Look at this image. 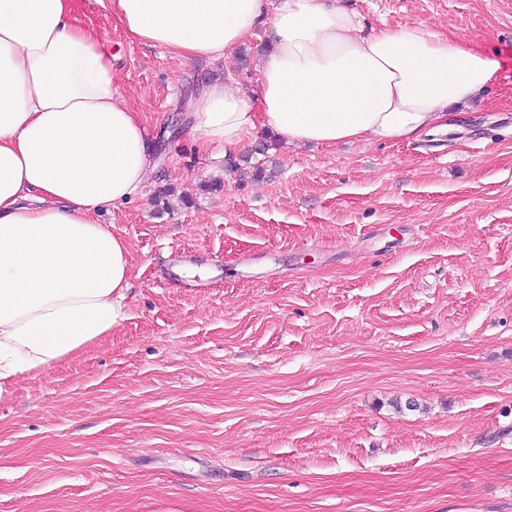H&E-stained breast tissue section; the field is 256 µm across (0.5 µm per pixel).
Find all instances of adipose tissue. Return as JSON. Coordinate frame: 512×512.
<instances>
[{
  "mask_svg": "<svg viewBox=\"0 0 512 512\" xmlns=\"http://www.w3.org/2000/svg\"><path fill=\"white\" fill-rule=\"evenodd\" d=\"M129 37L224 63L257 27L251 89L210 81L191 134L227 164L262 134L291 145L402 143L496 76L475 44L429 25L364 29L342 0H113ZM73 0H0V403L102 343L126 317L129 249L101 214L143 196L146 130Z\"/></svg>",
  "mask_w": 512,
  "mask_h": 512,
  "instance_id": "1",
  "label": "adipose tissue"
}]
</instances>
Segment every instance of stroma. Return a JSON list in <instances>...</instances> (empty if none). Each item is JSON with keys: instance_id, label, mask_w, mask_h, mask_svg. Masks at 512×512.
<instances>
[{"instance_id": "obj_1", "label": "stroma", "mask_w": 512, "mask_h": 512, "mask_svg": "<svg viewBox=\"0 0 512 512\" xmlns=\"http://www.w3.org/2000/svg\"><path fill=\"white\" fill-rule=\"evenodd\" d=\"M499 64L420 142L250 145L239 178L182 115L220 66L74 21L157 142L127 317L0 405V512H512V0H345ZM223 266L170 284L182 253Z\"/></svg>"}]
</instances>
